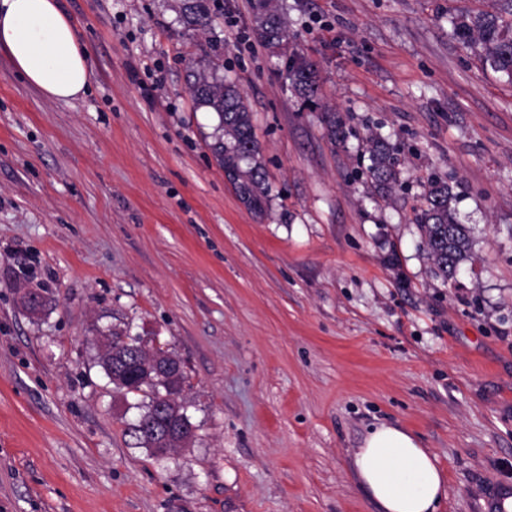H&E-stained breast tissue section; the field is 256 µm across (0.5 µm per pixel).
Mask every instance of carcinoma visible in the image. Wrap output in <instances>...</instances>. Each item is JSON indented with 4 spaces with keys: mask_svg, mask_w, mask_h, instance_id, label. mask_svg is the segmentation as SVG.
I'll return each mask as SVG.
<instances>
[{
    "mask_svg": "<svg viewBox=\"0 0 512 512\" xmlns=\"http://www.w3.org/2000/svg\"><path fill=\"white\" fill-rule=\"evenodd\" d=\"M214 2L183 0V24L193 30L211 28L215 21ZM250 4L264 47L272 54L277 53L288 38V31L275 0H250ZM452 25L453 35L463 48L479 49L484 66L512 81V0H491L490 9L456 18ZM197 49L200 54L188 74L190 91L197 107L215 112L219 119L209 149L241 201L248 209L261 214L269 187L265 183L250 107L237 85L221 75L218 66L210 61L204 45H197ZM288 79L295 95L309 105L316 104L319 75L312 61L293 54L288 62ZM326 131L334 144L347 139L344 123L334 112L327 113ZM366 153L370 161L367 171L375 187L386 194L392 193L399 183L393 146L368 137ZM454 202L455 194L448 181L433 178L414 216L432 272L444 282L454 279L460 266L472 260L470 230L457 220ZM109 335L112 349L102 354L99 364L116 391L145 398L140 405L145 414L151 411L158 397H170L173 413L182 420L185 430H192L185 406L172 398L174 386L180 387L185 382L184 370H179L174 381L155 376L146 382L136 376L140 371V339L129 337L127 331L117 327Z\"/></svg>",
    "mask_w": 512,
    "mask_h": 512,
    "instance_id": "cac0c4a2",
    "label": "carcinoma"
}]
</instances>
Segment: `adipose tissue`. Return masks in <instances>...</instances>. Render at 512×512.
<instances>
[{
	"label": "adipose tissue",
	"mask_w": 512,
	"mask_h": 512,
	"mask_svg": "<svg viewBox=\"0 0 512 512\" xmlns=\"http://www.w3.org/2000/svg\"><path fill=\"white\" fill-rule=\"evenodd\" d=\"M0 54L46 98L69 102L88 91L87 53L57 0H0ZM352 470L378 512H441L447 497L435 455L394 424L368 430Z\"/></svg>",
	"instance_id": "obj_1"
}]
</instances>
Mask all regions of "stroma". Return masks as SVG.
Instances as JSON below:
<instances>
[{"instance_id": "stroma-1", "label": "stroma", "mask_w": 512, "mask_h": 512, "mask_svg": "<svg viewBox=\"0 0 512 512\" xmlns=\"http://www.w3.org/2000/svg\"><path fill=\"white\" fill-rule=\"evenodd\" d=\"M219 3L206 49L253 112L261 215L205 144L179 0H59L91 69L75 101L0 56V512H376L351 460L379 423L436 454L443 512H489L512 491V82L452 35L478 0H278L277 57L249 0ZM372 133L398 150L389 197ZM433 175L476 260L448 285L414 224ZM116 325L183 360L187 447L126 435L140 410L93 341ZM291 88L304 103L317 105L319 75L315 64L304 55L294 53L288 62ZM366 153L370 161L367 167L370 179L379 191L391 194L399 183L393 146L384 140L368 137Z\"/></svg>"}]
</instances>
